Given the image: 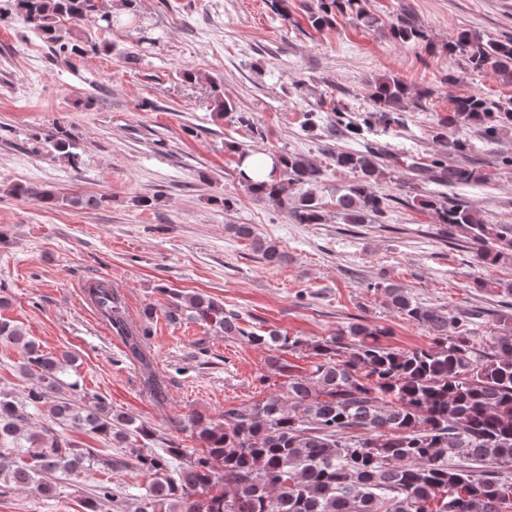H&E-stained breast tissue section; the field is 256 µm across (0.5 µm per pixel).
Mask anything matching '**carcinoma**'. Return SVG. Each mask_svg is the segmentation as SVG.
Returning <instances> with one entry per match:
<instances>
[{
	"instance_id": "cac0c4a2",
	"label": "carcinoma",
	"mask_w": 512,
	"mask_h": 512,
	"mask_svg": "<svg viewBox=\"0 0 512 512\" xmlns=\"http://www.w3.org/2000/svg\"><path fill=\"white\" fill-rule=\"evenodd\" d=\"M30 29L52 45L58 56L83 48L59 35V22L80 23L98 17L100 28L112 30L119 20L100 12L99 0H10ZM350 14L373 27L378 19L361 0H322L312 16L316 29L330 26L337 14ZM402 44L426 39L425 32L405 19L389 27ZM448 53L466 52L471 69L492 70L512 83V37L483 41L463 31L448 41ZM405 83L385 75L374 84L372 111L363 119L370 127L401 122ZM445 127L477 125L487 141L512 128V100H490L480 94L453 101ZM465 140L448 142V154L428 164L413 165L423 178L446 186L482 179L475 169L450 164L446 156H463ZM273 168L288 172V180L250 185L258 197L287 208L297 224H321L322 204L311 191L296 197L297 186L315 185L323 171L299 154L269 153ZM383 149L338 151L336 168L355 180L336 197V209L348 224H368L385 213V202L373 190L382 173ZM6 192L40 202L56 200L48 188L13 184ZM437 214L438 222L463 227L477 243L476 264L496 266L512 249V225L487 224L472 203L451 199L420 201ZM255 250L269 266L284 252L276 243L258 240ZM368 289L384 297L395 312L424 327L432 338L426 347L395 350L390 336L377 325L355 322L315 347L320 361L308 373L294 375L288 361L268 359L273 374L288 376L286 392L260 403L224 411L216 423L196 415L183 429L202 445V452L180 462L185 450L170 443L162 452L131 448L138 468L151 476L139 496L138 512H512V481L502 472L512 469V303L497 313L500 331L479 349L473 325L481 312L456 317L442 307L417 302L402 285L386 279ZM169 317L186 310L214 324L226 336L284 353L306 344L297 336L276 331L264 334L240 325L239 315L213 301L171 291ZM101 317L144 367L150 330L129 323L120 300L108 284L92 289ZM0 342L23 352L21 392L0 389V488L13 487L46 495L62 477L91 469L128 467L99 448H86L64 435L75 429L106 442H126L150 436L147 428L123 415L100 395L79 394L81 385L70 376L75 357L48 353L21 327L0 320ZM45 413L48 428L24 427L30 411ZM124 496L116 485H94L85 502L87 512H106Z\"/></svg>"
}]
</instances>
